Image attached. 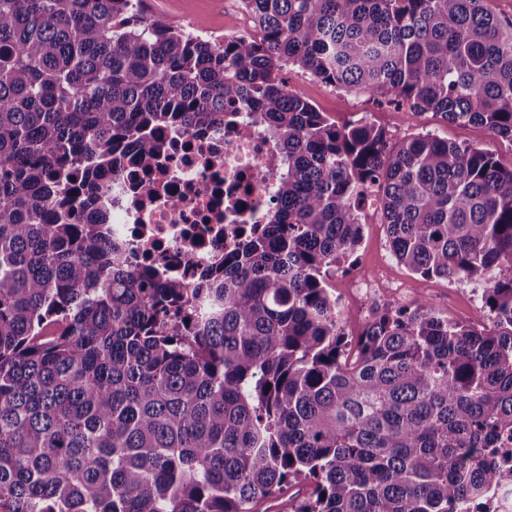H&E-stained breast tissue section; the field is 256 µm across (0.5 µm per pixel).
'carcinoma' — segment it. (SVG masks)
<instances>
[{"label":"carcinoma","instance_id":"carcinoma-1","mask_svg":"<svg viewBox=\"0 0 512 512\" xmlns=\"http://www.w3.org/2000/svg\"><path fill=\"white\" fill-rule=\"evenodd\" d=\"M486 2L242 0L259 37L210 40L144 0H0V512H461L512 484V168L390 147L280 76L512 141ZM240 112L282 154L264 223L192 287L131 265L112 166ZM368 191L396 259L479 285L490 325L418 302L347 339L326 278Z\"/></svg>","mask_w":512,"mask_h":512}]
</instances>
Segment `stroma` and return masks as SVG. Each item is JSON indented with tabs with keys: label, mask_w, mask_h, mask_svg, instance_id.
I'll return each mask as SVG.
<instances>
[{
	"label": "stroma",
	"mask_w": 512,
	"mask_h": 512,
	"mask_svg": "<svg viewBox=\"0 0 512 512\" xmlns=\"http://www.w3.org/2000/svg\"><path fill=\"white\" fill-rule=\"evenodd\" d=\"M145 13L148 18L181 27L197 23L215 36L251 19L241 0H145ZM282 76L290 89L301 93L336 124L367 119L385 131L393 146L429 131L460 145L490 150L501 166L512 167V142L492 137L484 126L458 125L430 113L418 117L383 100L327 86L292 65L285 68ZM360 218L361 242L337 264L329 279L334 297L347 313L345 332L350 340H357L377 310L411 308L419 301L460 323L488 324V310L478 287L456 279H429L413 273L392 255L377 206L362 207Z\"/></svg>",
	"instance_id": "35a3bbf8"
}]
</instances>
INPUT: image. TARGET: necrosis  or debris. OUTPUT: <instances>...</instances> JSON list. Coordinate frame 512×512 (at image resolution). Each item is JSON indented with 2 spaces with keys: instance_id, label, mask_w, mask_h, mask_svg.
<instances>
[{
  "instance_id": "necrosis-or-debris-1",
  "label": "necrosis or debris",
  "mask_w": 512,
  "mask_h": 512,
  "mask_svg": "<svg viewBox=\"0 0 512 512\" xmlns=\"http://www.w3.org/2000/svg\"><path fill=\"white\" fill-rule=\"evenodd\" d=\"M150 164L121 159L104 196L112 234L156 276L194 284L201 270L242 243L274 203L280 151L251 115L206 132L169 128ZM193 255L186 263L185 255Z\"/></svg>"
}]
</instances>
